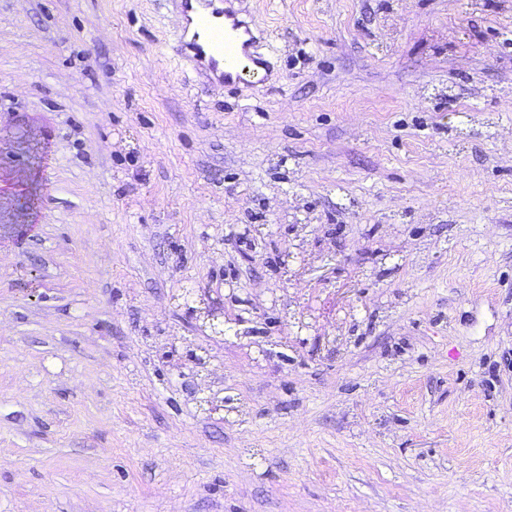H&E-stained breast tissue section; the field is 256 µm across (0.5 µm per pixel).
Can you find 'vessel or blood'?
Returning a JSON list of instances; mask_svg holds the SVG:
<instances>
[{"label": "vessel or blood", "mask_w": 512, "mask_h": 512, "mask_svg": "<svg viewBox=\"0 0 512 512\" xmlns=\"http://www.w3.org/2000/svg\"><path fill=\"white\" fill-rule=\"evenodd\" d=\"M180 15V54L199 75L241 93L270 82L273 67L259 51L262 32L239 0H171Z\"/></svg>", "instance_id": "1"}]
</instances>
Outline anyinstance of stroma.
<instances>
[{
    "mask_svg": "<svg viewBox=\"0 0 512 512\" xmlns=\"http://www.w3.org/2000/svg\"><path fill=\"white\" fill-rule=\"evenodd\" d=\"M245 6L0 0V512H512V0ZM243 0H170L180 15V54L208 81L239 94L270 82L273 67L259 52L261 35L235 4ZM223 7H217L216 4Z\"/></svg>",
    "mask_w": 512,
    "mask_h": 512,
    "instance_id": "obj_1",
    "label": "stroma"
}]
</instances>
